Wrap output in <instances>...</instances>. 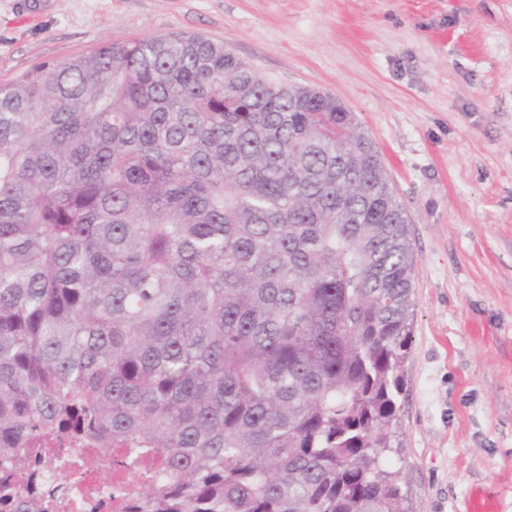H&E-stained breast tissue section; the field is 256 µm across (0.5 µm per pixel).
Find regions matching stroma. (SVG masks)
<instances>
[{
	"label": "stroma",
	"instance_id": "obj_1",
	"mask_svg": "<svg viewBox=\"0 0 512 512\" xmlns=\"http://www.w3.org/2000/svg\"><path fill=\"white\" fill-rule=\"evenodd\" d=\"M178 33L354 113L417 259L386 457L406 512H512V0H0V83Z\"/></svg>",
	"mask_w": 512,
	"mask_h": 512
}]
</instances>
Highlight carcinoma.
<instances>
[{"mask_svg":"<svg viewBox=\"0 0 512 512\" xmlns=\"http://www.w3.org/2000/svg\"><path fill=\"white\" fill-rule=\"evenodd\" d=\"M404 214L352 113L200 35L1 84L0 512L77 440L120 508L405 512Z\"/></svg>","mask_w":512,"mask_h":512,"instance_id":"carcinoma-1","label":"carcinoma"}]
</instances>
